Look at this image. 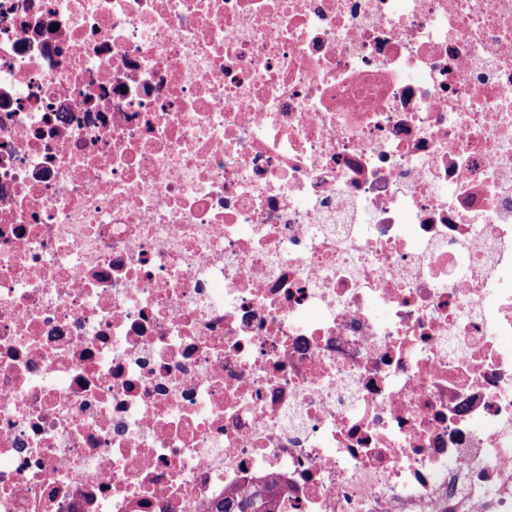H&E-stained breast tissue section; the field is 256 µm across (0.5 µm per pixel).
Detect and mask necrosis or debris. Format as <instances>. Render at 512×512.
<instances>
[{
    "label": "necrosis or debris",
    "mask_w": 512,
    "mask_h": 512,
    "mask_svg": "<svg viewBox=\"0 0 512 512\" xmlns=\"http://www.w3.org/2000/svg\"><path fill=\"white\" fill-rule=\"evenodd\" d=\"M512 512V0H0V512ZM273 486L267 482L263 489L224 496L214 512H275Z\"/></svg>",
    "instance_id": "obj_1"
}]
</instances>
